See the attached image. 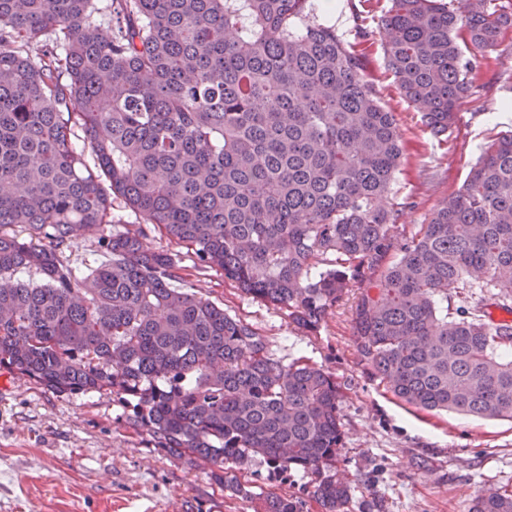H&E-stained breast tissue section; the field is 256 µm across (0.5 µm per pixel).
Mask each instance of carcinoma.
Masks as SVG:
<instances>
[{"instance_id":"cac0c4a2","label":"carcinoma","mask_w":512,"mask_h":512,"mask_svg":"<svg viewBox=\"0 0 512 512\" xmlns=\"http://www.w3.org/2000/svg\"><path fill=\"white\" fill-rule=\"evenodd\" d=\"M389 2L387 69L445 135L473 75L512 40V0ZM312 11L112 0L104 25L94 0H0V367L56 394L112 392L154 447L210 462L223 489L250 496L240 475L259 457L310 473L323 512H344L332 373L274 357L140 226L101 235L104 261L86 275L61 258L112 223L118 199L300 328L361 286L352 337L395 397L512 420V320L491 312L512 314V130L385 264L402 135L360 55ZM330 256L336 267L313 273ZM22 269L41 281L14 280ZM450 290L451 312L437 303ZM300 505L271 493L263 509ZM469 512H512V491L486 488Z\"/></svg>"}]
</instances>
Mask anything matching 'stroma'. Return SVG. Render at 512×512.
<instances>
[{
    "label": "stroma",
    "instance_id": "35a3bbf8",
    "mask_svg": "<svg viewBox=\"0 0 512 512\" xmlns=\"http://www.w3.org/2000/svg\"><path fill=\"white\" fill-rule=\"evenodd\" d=\"M311 2L317 20L363 52L368 81L396 115L403 160L389 200L397 208L392 235L404 242L460 189L487 144L512 129V42L496 47V65L474 75L471 97L448 135L438 138L385 66L378 25L389 0H334L329 12L323 0ZM362 29L372 31L370 41L359 42ZM113 214L115 223L102 232L71 240L64 260L80 270L98 264L100 233L140 221L119 202ZM146 232L147 244L172 254L200 296L253 326L274 356L287 363L304 359L335 376L344 431L336 470L350 487L348 512H468L482 489L512 490V421L416 410L362 362L351 330L360 288H351L318 330H302L222 273L195 268L190 250L156 225ZM210 472L203 462L153 448L110 392L55 394L0 368V512H263L261 498L273 492L293 494L302 512H321L303 470L279 473L254 463L243 476L248 497L220 488Z\"/></svg>",
    "mask_w": 512,
    "mask_h": 512
}]
</instances>
